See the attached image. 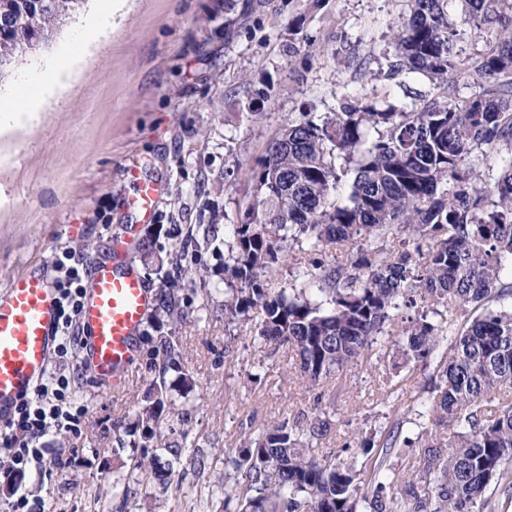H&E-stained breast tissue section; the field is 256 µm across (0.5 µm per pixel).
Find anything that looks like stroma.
<instances>
[{
    "mask_svg": "<svg viewBox=\"0 0 512 512\" xmlns=\"http://www.w3.org/2000/svg\"><path fill=\"white\" fill-rule=\"evenodd\" d=\"M99 4L86 0L47 45L0 75L1 109L23 80L73 64L37 119L0 122V290L22 273L55 274L67 249L92 266L134 228L131 258L152 293L181 268L197 271L181 294L186 322L165 328L195 385L175 397L159 440L168 477L147 483L130 470L139 451L124 424L155 376L147 346L138 344L119 393L53 358L52 368L74 372L84 431L50 432V450H67V459L27 472L23 487L47 512H95L99 489L116 479L128 494L113 499L112 512H196L203 501L224 512V476L243 442L321 411L329 428L309 454L360 460L357 428L388 395L414 417L433 366H403L379 349L309 386L292 348L261 344L257 322L227 325L224 265L252 192L249 170L283 125L361 100L408 109L432 93L424 76L389 74L392 27L409 0H112L109 23L80 45ZM131 164L164 186L148 224H134L125 206ZM186 239L181 264L171 263L172 245ZM183 443L188 452L172 456Z\"/></svg>",
    "mask_w": 512,
    "mask_h": 512,
    "instance_id": "35a3bbf8",
    "label": "stroma"
}]
</instances>
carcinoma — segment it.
<instances>
[{"label": "carcinoma", "mask_w": 512, "mask_h": 512, "mask_svg": "<svg viewBox=\"0 0 512 512\" xmlns=\"http://www.w3.org/2000/svg\"><path fill=\"white\" fill-rule=\"evenodd\" d=\"M85 0H0V75L48 43ZM410 15L394 26L393 75L419 73L436 94L399 110L359 102L317 123L284 126L251 168L253 196L246 221L235 225L237 282L224 300L229 321L257 320L259 336L293 348L315 385L370 355L401 308L417 300L428 310L388 337L385 347L408 363L442 350L429 398L414 420L393 416L390 427L355 433L361 466L307 454L324 435L317 415L305 427L286 421L249 440L230 460L241 479L224 512H509L512 507V0H464L468 23L486 28V49L458 57L459 36L448 19L451 0H410ZM479 92L463 106L448 101L458 78ZM505 148V171L493 187L466 165L476 149ZM351 177L345 200L339 183ZM395 232L398 248L378 239ZM311 253L357 244L350 264L310 262V288L263 286V278L293 259L292 242ZM184 281L164 283L143 339L158 376L128 429L143 448L132 471L163 481L165 466L149 453L169 423L176 392L194 387L175 357L164 325L186 319ZM438 317L431 321L428 314ZM175 376H170V373ZM417 428L403 435L404 426ZM420 449V465L403 476L391 461L400 447Z\"/></svg>", "instance_id": "obj_1"}]
</instances>
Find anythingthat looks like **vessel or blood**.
I'll use <instances>...</instances> for the list:
<instances>
[{
	"label": "vessel or blood",
	"instance_id": "1",
	"mask_svg": "<svg viewBox=\"0 0 512 512\" xmlns=\"http://www.w3.org/2000/svg\"><path fill=\"white\" fill-rule=\"evenodd\" d=\"M136 186L128 204L141 222L152 218L163 191L142 179L136 166L126 168ZM79 322L86 333L81 366L108 390L124 389L133 364L136 341L152 306V296L122 244L112 258L94 263L89 274ZM58 293L46 276L24 274L0 293V423L46 373L54 352Z\"/></svg>",
	"mask_w": 512,
	"mask_h": 512
}]
</instances>
